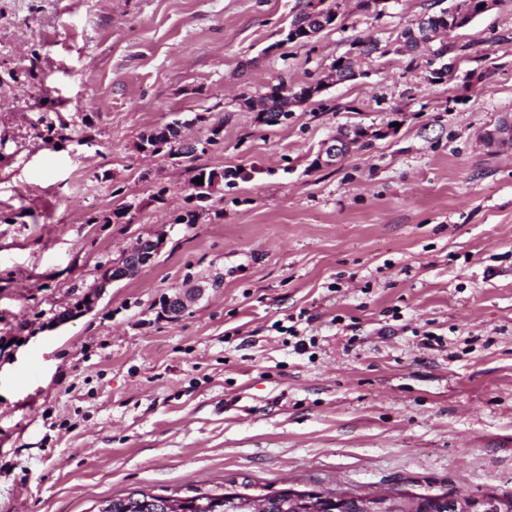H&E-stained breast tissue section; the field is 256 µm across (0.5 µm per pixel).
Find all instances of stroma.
<instances>
[{"mask_svg": "<svg viewBox=\"0 0 512 512\" xmlns=\"http://www.w3.org/2000/svg\"><path fill=\"white\" fill-rule=\"evenodd\" d=\"M296 2L0 0V512L244 481L512 495V148L480 141L512 114V0L448 35L451 78L375 54L268 126L278 77L437 9L347 0L288 43ZM176 121L221 142L136 149ZM346 126L361 145L312 167ZM192 166L244 177L180 224Z\"/></svg>", "mask_w": 512, "mask_h": 512, "instance_id": "35a3bbf8", "label": "stroma"}]
</instances>
